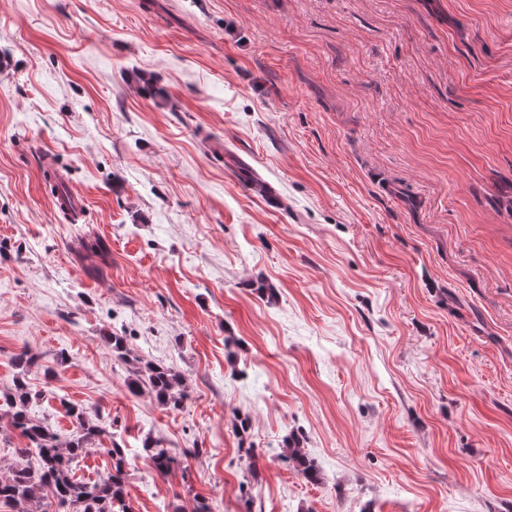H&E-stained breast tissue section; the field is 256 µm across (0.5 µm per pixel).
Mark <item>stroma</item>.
Returning <instances> with one entry per match:
<instances>
[{
	"mask_svg": "<svg viewBox=\"0 0 512 512\" xmlns=\"http://www.w3.org/2000/svg\"><path fill=\"white\" fill-rule=\"evenodd\" d=\"M24 349L132 512H512V0H0L1 390ZM131 375L127 379V389L131 395L149 394L159 404L170 409H179L188 398L184 376L172 367L153 362L136 360ZM140 452L144 458L150 461L155 473L165 475L176 468H184L186 459L199 456L201 451L193 448V450L183 451L180 455L171 448H167L161 439L147 434L141 439ZM298 444L294 438H287L288 458L296 463L300 473L308 482L313 484L320 483L322 477L319 470L301 453Z\"/></svg>",
	"mask_w": 512,
	"mask_h": 512,
	"instance_id": "1",
	"label": "stroma"
}]
</instances>
